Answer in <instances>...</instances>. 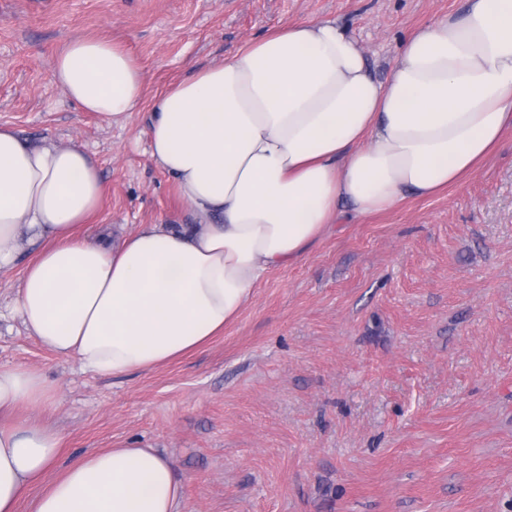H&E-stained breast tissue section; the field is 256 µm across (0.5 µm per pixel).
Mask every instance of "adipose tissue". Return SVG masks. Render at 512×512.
I'll list each match as a JSON object with an SVG mask.
<instances>
[{"instance_id": "adipose-tissue-1", "label": "adipose tissue", "mask_w": 512, "mask_h": 512, "mask_svg": "<svg viewBox=\"0 0 512 512\" xmlns=\"http://www.w3.org/2000/svg\"><path fill=\"white\" fill-rule=\"evenodd\" d=\"M53 79L115 124L140 110L147 84L123 48L84 37L56 55ZM509 130L512 0H467L463 17L420 27L384 82L336 22L286 24L153 101L150 156L195 223L80 233L106 192L91 156L0 124V272L30 253L13 308L40 346L99 376L145 372L223 334L328 225L437 195ZM53 399L40 372L0 363V512H18L61 451L33 419ZM182 510L170 460L128 440L70 463L30 512Z\"/></svg>"}]
</instances>
